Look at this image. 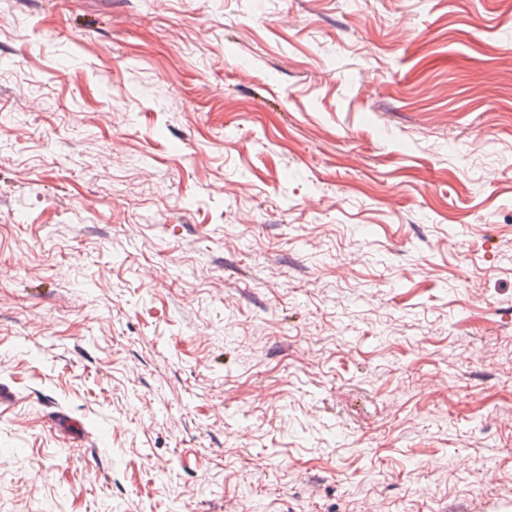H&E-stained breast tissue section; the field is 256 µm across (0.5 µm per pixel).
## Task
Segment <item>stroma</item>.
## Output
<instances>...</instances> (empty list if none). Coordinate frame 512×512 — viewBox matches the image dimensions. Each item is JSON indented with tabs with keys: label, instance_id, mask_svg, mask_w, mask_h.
Instances as JSON below:
<instances>
[{
	"label": "stroma",
	"instance_id": "35a3bbf8",
	"mask_svg": "<svg viewBox=\"0 0 512 512\" xmlns=\"http://www.w3.org/2000/svg\"><path fill=\"white\" fill-rule=\"evenodd\" d=\"M0 384V512H512V0H0Z\"/></svg>",
	"mask_w": 512,
	"mask_h": 512
}]
</instances>
